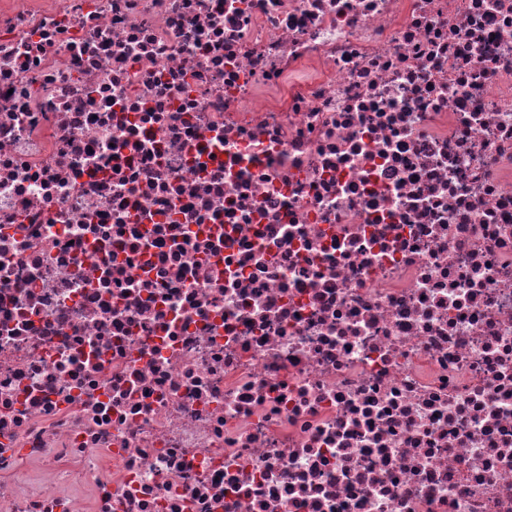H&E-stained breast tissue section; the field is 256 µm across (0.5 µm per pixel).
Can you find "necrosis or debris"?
Segmentation results:
<instances>
[{"instance_id":"necrosis-or-debris-1","label":"necrosis or debris","mask_w":512,"mask_h":512,"mask_svg":"<svg viewBox=\"0 0 512 512\" xmlns=\"http://www.w3.org/2000/svg\"><path fill=\"white\" fill-rule=\"evenodd\" d=\"M0 512H512V0H0Z\"/></svg>"}]
</instances>
